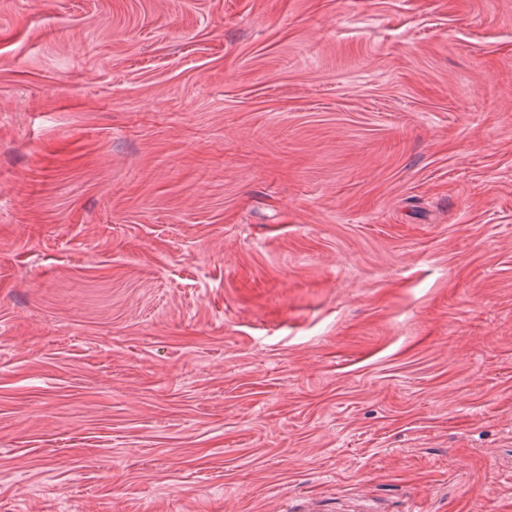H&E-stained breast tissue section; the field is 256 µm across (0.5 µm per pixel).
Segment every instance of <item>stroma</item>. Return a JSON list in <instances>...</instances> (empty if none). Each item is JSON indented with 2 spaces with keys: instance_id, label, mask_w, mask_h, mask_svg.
<instances>
[{
  "instance_id": "1",
  "label": "stroma",
  "mask_w": 512,
  "mask_h": 512,
  "mask_svg": "<svg viewBox=\"0 0 512 512\" xmlns=\"http://www.w3.org/2000/svg\"><path fill=\"white\" fill-rule=\"evenodd\" d=\"M512 512V0H0V512Z\"/></svg>"
}]
</instances>
